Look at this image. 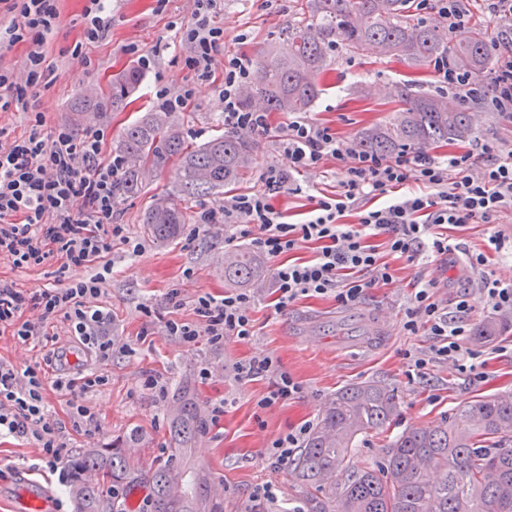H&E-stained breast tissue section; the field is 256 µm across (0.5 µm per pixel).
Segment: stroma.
Masks as SVG:
<instances>
[{
    "label": "stroma",
    "instance_id": "1",
    "mask_svg": "<svg viewBox=\"0 0 512 512\" xmlns=\"http://www.w3.org/2000/svg\"><path fill=\"white\" fill-rule=\"evenodd\" d=\"M86 4L87 0L61 2L62 22L48 54L55 78L37 89L35 109L42 112L49 129L58 125L81 129L92 124L103 128L105 144L110 147L140 112L158 107V87H167L175 95L189 79L187 51L175 33L177 25L193 13L195 0H166L162 5L157 0H111V29L105 39L92 44L83 41ZM305 9L306 0H223L211 22L224 30L226 57L251 61L278 43ZM77 46L89 57V64L74 58L72 51ZM140 53L153 55L155 64L142 72L124 110L73 111L80 95L106 90L114 74L135 66ZM408 79L422 81L426 90L438 89L431 70L415 69L371 48L357 51L337 44L323 75L326 89L310 115L332 125L343 138L355 139L362 128L397 108L395 87ZM173 118L192 146L222 132L218 85H198L194 99ZM176 179L175 163L154 169L145 176L139 194L120 201L115 209L113 222L129 225L142 251L131 258L124 255L122 246L113 247L114 274L102 301L112 314L113 335L130 343L132 350L114 353L105 368L108 385L89 397L98 420L94 435L71 428L64 400L50 394L52 410L64 426L72 450L106 447L113 438L136 432L144 439L147 460L165 461L169 452L166 404L142 384L150 375L162 378L171 390L183 381L189 384L199 407L216 398L231 401L218 424H207L193 450L194 459L207 465L222 483L224 512H246L253 487L268 480L281 489L270 512H288L299 491L287 466L265 457L264 450L279 434L316 422L330 397L344 386L380 380L395 386L400 396L399 414L390 428L369 433L354 448L351 464L359 469L381 459L394 433L439 424L459 405L512 392V331L485 345L488 376L484 381H473L449 362L436 364L423 378L412 380L407 375V353L429 352L435 343L433 337L410 336L402 328L410 281H432L435 298L447 306L457 296H467L471 328H479L492 315L478 276H461L452 256L427 265L401 262L393 282L367 289L354 306H338L330 296L301 298L279 315L269 307L270 278L262 276L249 287L255 299L256 333L251 339L228 338L220 349L204 343L195 351H183L165 335L163 325L176 316L192 318L193 312L187 306L173 307L167 294L173 288L188 297L198 292L224 293V255L231 247L225 244L224 229L219 225L196 236L191 225H183L177 240L169 244L158 243L145 233L142 220L147 208L162 199ZM296 182L302 187L301 194L284 192L275 201L277 207L288 210L294 223L300 222L308 195L336 191L339 170L329 163L307 171ZM143 304L152 307V317L140 313ZM262 355L273 357L274 371L252 380L236 379V365ZM203 362L215 368L207 382L197 376ZM280 372L302 385L301 396L259 410L258 400Z\"/></svg>",
    "mask_w": 512,
    "mask_h": 512
}]
</instances>
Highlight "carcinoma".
<instances>
[{"label": "carcinoma", "mask_w": 512, "mask_h": 512, "mask_svg": "<svg viewBox=\"0 0 512 512\" xmlns=\"http://www.w3.org/2000/svg\"><path fill=\"white\" fill-rule=\"evenodd\" d=\"M309 19L285 33V48H274L255 65L252 85L241 95L249 110L257 102L267 112H309L321 93L328 55L340 41L381 55L398 56L427 68L446 62L477 78L489 68L491 43L508 44L512 32L490 30L480 21L448 37L444 26L412 18L411 0H309ZM141 79L129 70L112 78L109 92L83 96L74 110L118 111ZM400 108L362 129L355 140L363 152L392 156L431 143L474 137L473 113L443 94L421 89L417 81L395 87ZM112 151L123 166L114 181L117 200L137 195L142 176L178 160L177 181L167 201L145 213L150 236L166 243L191 215L181 202L224 193L250 167L252 142L219 133L191 147L170 113L159 108L131 122ZM262 272L259 256L237 250L224 259V284L245 288ZM512 328V317L495 318L475 334L479 344ZM167 408L172 457L165 465H145L129 452L142 448L138 434L113 441L110 448H86L69 462L75 512H107L99 488L83 480L88 471L131 492L148 490L152 512H224L210 469L194 460L192 445L205 429L197 403L182 388ZM395 387L379 380L360 382L334 394L303 446L290 461L289 474L309 512H512V450L495 444L512 438V393L483 397L455 409L434 427L404 430L389 441L382 461L354 469L349 456L370 432L391 424L398 413Z\"/></svg>", "instance_id": "carcinoma-1"}]
</instances>
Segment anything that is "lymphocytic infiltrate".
Segmentation results:
<instances>
[{"instance_id": "obj_1", "label": "lymphocytic infiltrate", "mask_w": 512, "mask_h": 512, "mask_svg": "<svg viewBox=\"0 0 512 512\" xmlns=\"http://www.w3.org/2000/svg\"><path fill=\"white\" fill-rule=\"evenodd\" d=\"M61 0H0V15L9 23L0 27V50L23 43L27 53L19 69L0 68V112H23L31 127L28 136L0 142V260L27 269L57 262L52 286L25 293L0 279V329L24 344L58 342L67 337L89 356L96 368L80 376L42 366L17 370L0 362V437L22 436L39 449L41 467L56 475L59 485L70 476L66 463L71 450L53 416L47 394L63 397L75 429L92 434L96 417L88 396L105 387L102 370L117 347L112 316L101 302L112 273L113 244L130 247L139 255L125 225L112 221L117 205L112 184L121 167L119 158L104 159L105 133L88 127L76 132L59 125L44 130L42 113L31 111L29 89L43 84L52 70L47 63L50 37L61 24ZM221 0H196V8L177 30L188 52L185 65L191 81L177 96L157 90L165 108H183L199 83L223 76L219 91L224 126L238 134L271 136L270 115L240 108L241 90L251 81L248 62L223 58L224 30L210 16ZM439 82L458 102L477 98L494 111L512 116V50L506 51L495 75L482 82L458 68L439 63ZM284 165L271 166L262 175L259 193L231 196L217 209L203 210L195 226L207 231L224 225L232 239H246L273 263V310L283 313L302 296L334 295L341 306L358 303L371 283H390L397 274L390 263L397 256L408 262L436 261L454 252L448 238L435 235L449 224H494L512 208V148L496 139L477 140L473 150L441 159L423 149L393 156L368 154L354 141L340 137L330 126L299 116L276 136ZM340 167L336 193L316 197L305 222H286L272 198L296 176L327 161ZM314 246L310 258L296 253ZM500 232L490 233L484 250H464V263L480 276V287L494 311L512 310V282L488 273L490 253L502 252ZM82 268L81 279L69 276ZM430 283L416 281L406 310L407 335L435 337L430 356H413L408 377H423L434 364L452 362L480 379L487 367L480 352L467 343L471 307L467 299L448 309L430 291ZM194 317L170 318L165 333L185 351L200 343L223 347L227 338L248 340L255 334L253 295L228 292L218 297L199 293L190 300ZM61 323V332L51 324Z\"/></svg>"}]
</instances>
